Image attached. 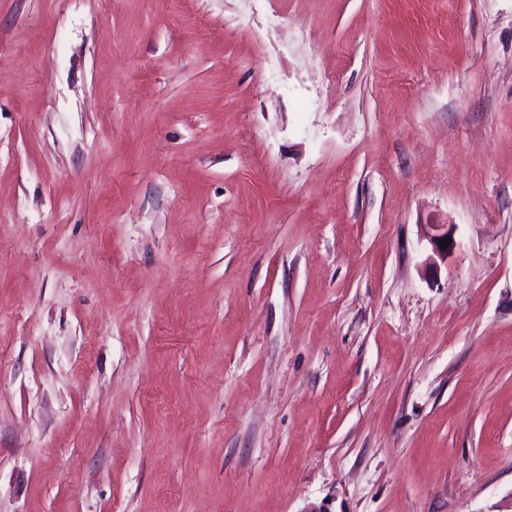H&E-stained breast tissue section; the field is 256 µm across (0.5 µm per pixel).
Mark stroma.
Listing matches in <instances>:
<instances>
[{"label": "stroma", "mask_w": 512, "mask_h": 512, "mask_svg": "<svg viewBox=\"0 0 512 512\" xmlns=\"http://www.w3.org/2000/svg\"><path fill=\"white\" fill-rule=\"evenodd\" d=\"M0 512H512V0H0ZM429 228L432 232H428L426 237L431 246L432 255L429 256L428 261L433 265H437L438 260L445 263L448 261V255L459 247V242L455 237V225L432 224L429 225ZM448 236H451L452 241L450 244H446V249H442L440 239H444Z\"/></svg>", "instance_id": "35a3bbf8"}]
</instances>
